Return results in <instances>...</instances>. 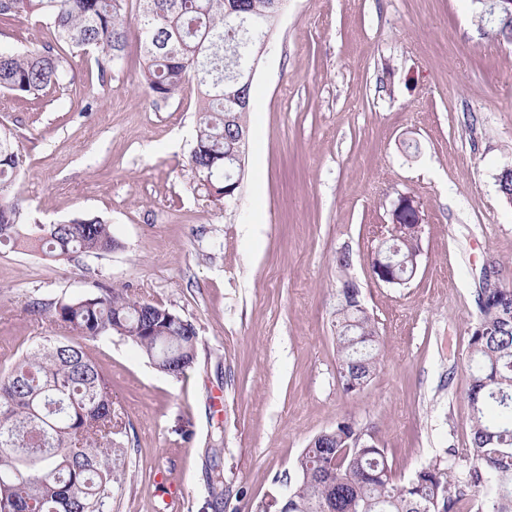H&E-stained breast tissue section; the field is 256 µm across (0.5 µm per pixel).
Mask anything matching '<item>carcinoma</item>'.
<instances>
[{
	"instance_id": "carcinoma-1",
	"label": "carcinoma",
	"mask_w": 512,
	"mask_h": 512,
	"mask_svg": "<svg viewBox=\"0 0 512 512\" xmlns=\"http://www.w3.org/2000/svg\"><path fill=\"white\" fill-rule=\"evenodd\" d=\"M282 0H0V23L19 14L45 21L52 42L36 51H0V90L35 96L67 82L69 55L98 54L100 74L121 66L129 39L142 57V83L157 98L188 80L203 87L189 165L208 194L224 198L227 166L248 135L252 86L244 75L263 50V31L278 21ZM14 133L0 127V245L35 248L55 261L112 250L110 225L98 218L58 224L26 223L14 193L22 167ZM395 273L421 244L407 224L393 237ZM469 340L466 397L470 440L465 468L458 450L395 481L385 450L362 448L360 427L341 421L315 436L296 462L288 503L261 502L254 512H458L469 489L476 512H512V288H483ZM52 322L79 336L117 334L137 346L160 372L179 377L192 367L195 326L177 312L120 288H101L55 305ZM336 352L344 391L357 393L380 365L376 325L348 297L336 302ZM112 382L71 336H44L0 375V512H112L125 452L112 435Z\"/></svg>"
}]
</instances>
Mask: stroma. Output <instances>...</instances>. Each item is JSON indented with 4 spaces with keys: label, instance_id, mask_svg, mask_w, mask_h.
<instances>
[{
    "label": "stroma",
    "instance_id": "stroma-1",
    "mask_svg": "<svg viewBox=\"0 0 512 512\" xmlns=\"http://www.w3.org/2000/svg\"><path fill=\"white\" fill-rule=\"evenodd\" d=\"M51 39L23 14L0 25L2 51ZM126 54L112 73L79 55L63 87L0 93L29 217L97 216L118 241L57 262L0 246V372L58 335L47 316L58 301L100 288L171 308L198 333L181 378L121 336L81 341L112 382L127 450L112 512H213L217 475L223 512H252L343 419L374 431L401 479L466 447L483 265L494 261L512 288V206L496 184L512 164V44L479 24L473 0H288L254 74L233 206L188 164L197 85L157 98L138 43ZM404 195L420 205L422 255L395 287L373 279L369 255ZM348 277L381 348L356 394L336 354Z\"/></svg>",
    "mask_w": 512,
    "mask_h": 512
}]
</instances>
